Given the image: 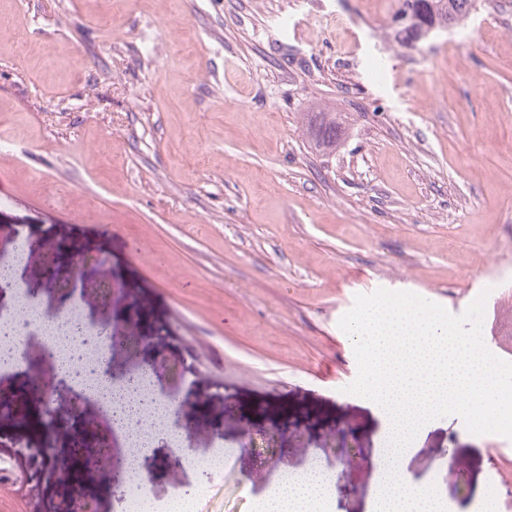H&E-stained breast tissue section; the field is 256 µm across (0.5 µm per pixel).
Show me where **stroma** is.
<instances>
[{
  "label": "stroma",
  "instance_id": "obj_1",
  "mask_svg": "<svg viewBox=\"0 0 512 512\" xmlns=\"http://www.w3.org/2000/svg\"><path fill=\"white\" fill-rule=\"evenodd\" d=\"M399 0H0V265L22 270L42 320L131 328L96 289L99 263L152 305L161 355L114 346L113 385L140 366L176 395L140 432L108 437L114 487L152 466L161 502L195 459L224 456L194 512H257V496L349 462L345 512H369L381 419L345 388L357 376L338 321L359 294L409 291L462 314L486 294L483 339L512 362V0L399 40ZM334 114L336 146L310 133ZM84 242L99 263L54 287L46 240ZM274 404L288 429L243 403ZM208 404L201 427L195 408ZM407 470L447 512H478L512 487V440L429 421Z\"/></svg>",
  "mask_w": 512,
  "mask_h": 512
}]
</instances>
